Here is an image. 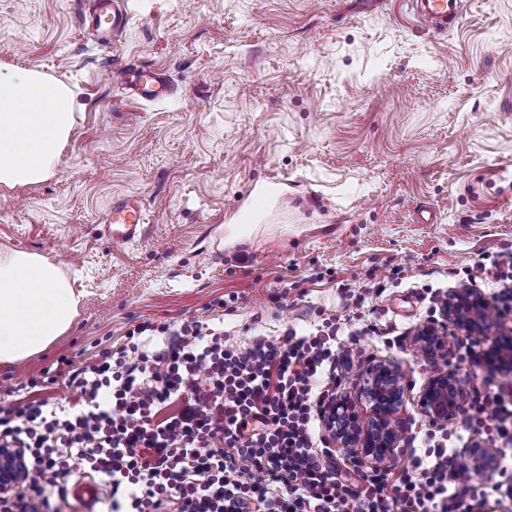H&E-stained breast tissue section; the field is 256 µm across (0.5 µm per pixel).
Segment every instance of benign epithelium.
I'll return each instance as SVG.
<instances>
[{
	"instance_id": "obj_1",
	"label": "benign epithelium",
	"mask_w": 512,
	"mask_h": 512,
	"mask_svg": "<svg viewBox=\"0 0 512 512\" xmlns=\"http://www.w3.org/2000/svg\"><path fill=\"white\" fill-rule=\"evenodd\" d=\"M466 336L491 339L484 352L483 365L497 370L512 367V330L491 333L497 319L489 301L470 285L448 290V299L439 307V318L418 326L411 341L416 351L433 361L448 355V327ZM408 385L398 364L391 360L373 361L362 373L360 400L364 411L348 395L334 394L321 410V423L328 442L375 466L392 460L402 433L395 415L404 403ZM466 393L452 371L434 367L419 395L420 413L431 427H442L457 419ZM463 457L484 473L497 465V449L474 443L462 450ZM23 450L0 447V503L11 497L25 480Z\"/></svg>"
}]
</instances>
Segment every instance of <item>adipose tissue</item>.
I'll return each instance as SVG.
<instances>
[{"label": "adipose tissue", "instance_id": "1", "mask_svg": "<svg viewBox=\"0 0 512 512\" xmlns=\"http://www.w3.org/2000/svg\"><path fill=\"white\" fill-rule=\"evenodd\" d=\"M74 94L29 69H0V185H35L55 176L74 127ZM79 298L42 256L0 251V364L22 362L67 332Z\"/></svg>", "mask_w": 512, "mask_h": 512}]
</instances>
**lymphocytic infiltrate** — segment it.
I'll return each mask as SVG.
<instances>
[{"mask_svg": "<svg viewBox=\"0 0 512 512\" xmlns=\"http://www.w3.org/2000/svg\"><path fill=\"white\" fill-rule=\"evenodd\" d=\"M340 330L328 318L242 347L198 319L137 324L68 369L76 398L0 407V446L23 449L27 471L0 512H57L49 490L75 460L109 487L110 512H471L456 451L433 446L399 471L345 470L328 452L317 422ZM467 406V427L512 440V391L477 390Z\"/></svg>", "mask_w": 512, "mask_h": 512, "instance_id": "obj_1", "label": "lymphocytic infiltrate"}]
</instances>
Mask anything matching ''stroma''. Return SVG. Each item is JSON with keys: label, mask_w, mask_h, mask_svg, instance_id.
<instances>
[{"label": "stroma", "mask_w": 512, "mask_h": 512, "mask_svg": "<svg viewBox=\"0 0 512 512\" xmlns=\"http://www.w3.org/2000/svg\"><path fill=\"white\" fill-rule=\"evenodd\" d=\"M104 52L83 0H0V66L41 71L76 93V125L57 174L0 186V250L37 253L80 294L67 333L19 366L7 388L37 379L76 396L58 362L118 347L141 321L223 318L226 337L280 338L346 315L364 293L377 333L350 321L342 345L363 349L337 390L357 395L367 361L390 359L409 384L396 415L410 465L437 431L419 411L430 365L411 332L434 317L425 296L489 270L477 289L512 329V282L493 266L512 248V0H465L436 33L407 0H122ZM153 68L159 102L135 98L107 68ZM278 188L243 241L229 237L257 186ZM142 198L147 237L116 244L101 217L114 196ZM432 221L421 217L422 209ZM398 269L383 280L386 269ZM226 297L222 309H210ZM391 331L383 339L382 331ZM447 368L469 388L512 387L479 368L483 343L449 335ZM475 512H512V477L474 482Z\"/></svg>", "instance_id": "35a3bbf8"}]
</instances>
